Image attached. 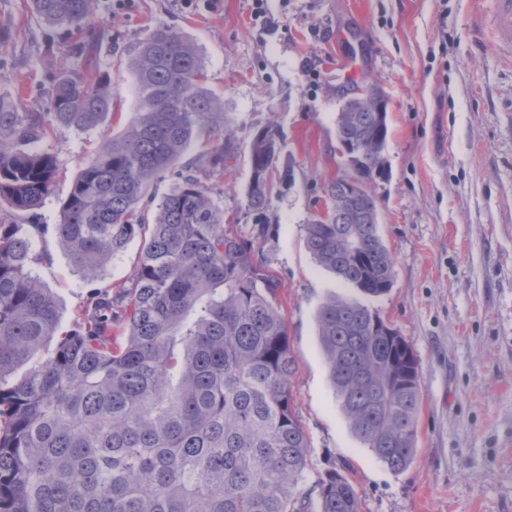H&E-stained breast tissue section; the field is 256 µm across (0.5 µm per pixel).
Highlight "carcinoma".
I'll return each instance as SVG.
<instances>
[{"label":"carcinoma","mask_w":512,"mask_h":512,"mask_svg":"<svg viewBox=\"0 0 512 512\" xmlns=\"http://www.w3.org/2000/svg\"><path fill=\"white\" fill-rule=\"evenodd\" d=\"M94 0H29L56 28L69 59L48 77L49 112H20L0 94V205L37 216L59 165L44 140L111 118L110 70L89 53L103 34ZM137 120L101 135L64 199L54 232L83 281L143 235L139 204L191 144L206 150L157 205L121 304L97 293L92 312L56 336L51 290L34 273L44 224L0 219V512H360L354 486L332 469L308 493L312 443L291 395L295 358L278 301L279 277L260 258L270 225L249 234L224 223L205 186L223 172L234 133L207 87L193 43L161 29L128 58ZM388 101L336 113L340 148H360L350 178L366 185L352 224L315 215L304 225L316 263L363 294H387L395 259L367 219L385 173ZM280 133L258 130L249 149L247 208L270 203ZM318 340L351 432L396 473L416 453L422 403L411 345L376 312L332 297ZM57 339L52 357L30 365ZM30 365L20 380L8 382Z\"/></svg>","instance_id":"carcinoma-1"}]
</instances>
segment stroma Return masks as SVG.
Returning <instances> with one entry per match:
<instances>
[{
  "label": "stroma",
  "mask_w": 512,
  "mask_h": 512,
  "mask_svg": "<svg viewBox=\"0 0 512 512\" xmlns=\"http://www.w3.org/2000/svg\"><path fill=\"white\" fill-rule=\"evenodd\" d=\"M105 23L100 62L112 73L108 128L137 119L133 74L121 67L156 30L197 48L210 88L224 99L234 156L208 181L242 232L268 224L263 258L281 280L280 302L296 359L293 403L312 442L308 482L343 469L361 512H512V60L494 42L495 0H94ZM264 17H257V9ZM0 94L20 111L46 112L49 73L63 63L53 29L27 0H0ZM357 65L354 77L339 68ZM376 82L388 100L387 174L372 190L380 232L396 261L391 290L371 298L320 267L303 226L347 172L338 152L342 96ZM276 124L278 168L264 216L246 206L254 133ZM102 133L44 141L60 166L34 269L68 331L97 291L129 287L142 248L132 241L95 285L83 282L52 231L60 199ZM360 301L392 324L418 359L423 402L413 463L394 473L351 433L317 337L332 296Z\"/></svg>",
  "instance_id": "1"
}]
</instances>
